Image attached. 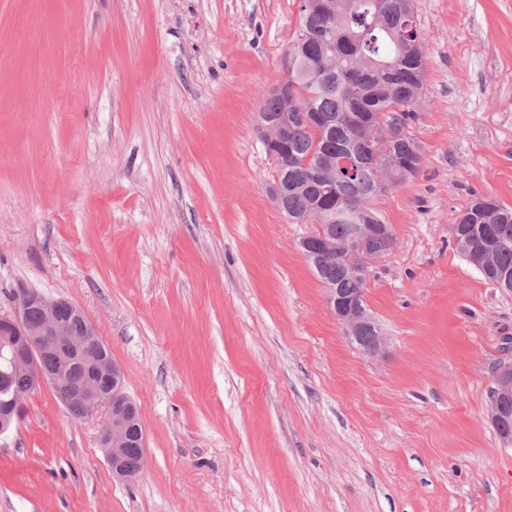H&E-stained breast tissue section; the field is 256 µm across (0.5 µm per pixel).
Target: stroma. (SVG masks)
Instances as JSON below:
<instances>
[{
	"label": "stroma",
	"mask_w": 512,
	"mask_h": 512,
	"mask_svg": "<svg viewBox=\"0 0 512 512\" xmlns=\"http://www.w3.org/2000/svg\"><path fill=\"white\" fill-rule=\"evenodd\" d=\"M420 175L373 203L396 238L350 343L268 196L256 131L297 0H0V309L92 319L138 405L117 481L53 390L0 436V512H512L487 417L512 293L456 251L476 195L512 207V0H415Z\"/></svg>",
	"instance_id": "stroma-1"
}]
</instances>
